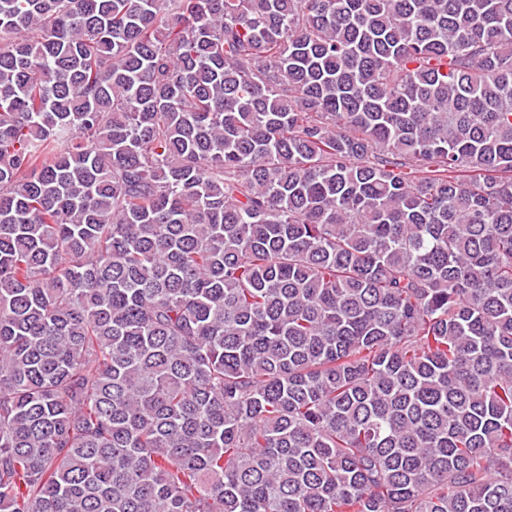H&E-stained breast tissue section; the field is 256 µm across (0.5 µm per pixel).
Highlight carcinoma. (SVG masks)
I'll list each match as a JSON object with an SVG mask.
<instances>
[{
    "label": "carcinoma",
    "mask_w": 512,
    "mask_h": 512,
    "mask_svg": "<svg viewBox=\"0 0 512 512\" xmlns=\"http://www.w3.org/2000/svg\"><path fill=\"white\" fill-rule=\"evenodd\" d=\"M0 512H512V0H0Z\"/></svg>",
    "instance_id": "cac0c4a2"
}]
</instances>
